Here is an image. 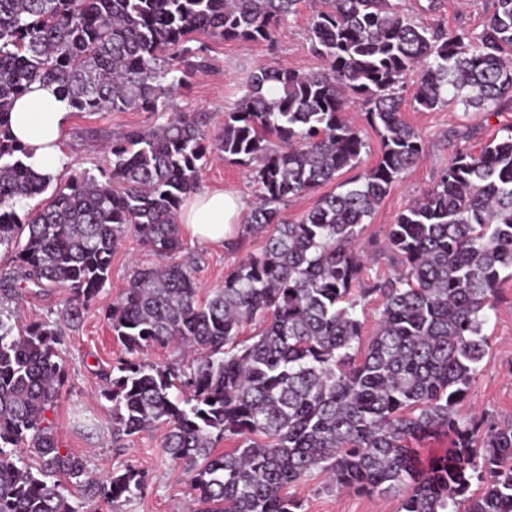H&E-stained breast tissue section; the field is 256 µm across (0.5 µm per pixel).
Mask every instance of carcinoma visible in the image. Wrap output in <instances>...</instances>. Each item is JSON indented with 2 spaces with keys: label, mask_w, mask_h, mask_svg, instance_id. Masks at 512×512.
<instances>
[{
  "label": "carcinoma",
  "mask_w": 512,
  "mask_h": 512,
  "mask_svg": "<svg viewBox=\"0 0 512 512\" xmlns=\"http://www.w3.org/2000/svg\"><path fill=\"white\" fill-rule=\"evenodd\" d=\"M299 0H0V246L23 281L65 287L78 322L132 230L166 262L135 271L107 313L123 356L104 374L112 443L158 424L163 448L193 472L197 512H298L288 487L319 470L360 495L401 493L398 512H512V421L462 417L457 406L484 360L486 311L512 272V129L459 152L436 187L400 212L386 235L402 272L360 289L382 300L380 324L356 358L362 322L354 245L366 218L423 151L402 119L400 90L420 70L414 101L491 112L512 101V0H495L475 36L416 23L391 0H319L310 25L319 72L260 67L224 128L179 113L112 139V168L42 174L8 141L5 117L35 82L54 84L77 112H165L173 87L207 67L195 35L272 43ZM177 52L180 64L163 59ZM361 101L382 150L299 221L289 199L362 163L345 118ZM212 153L253 166L259 202L226 249L265 238L205 301L180 249L178 211ZM50 192L19 218L16 205ZM246 323L257 339L239 340ZM63 332L0 317V512H83L72 486L112 506L141 494L148 473L127 465L102 481L61 452L47 412L64 370ZM179 344L199 353L177 372L140 357ZM440 435L426 456L415 444ZM229 436L242 441L215 454ZM12 448L39 459L32 469Z\"/></svg>",
  "instance_id": "carcinoma-1"
}]
</instances>
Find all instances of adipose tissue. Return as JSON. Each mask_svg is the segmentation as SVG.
<instances>
[{
	"instance_id": "adipose-tissue-1",
	"label": "adipose tissue",
	"mask_w": 512,
	"mask_h": 512,
	"mask_svg": "<svg viewBox=\"0 0 512 512\" xmlns=\"http://www.w3.org/2000/svg\"><path fill=\"white\" fill-rule=\"evenodd\" d=\"M70 115L66 100L52 85L33 84L15 99L9 113L10 136L29 152L34 169L52 174L62 169L66 158L61 144ZM245 207L244 199L229 190L191 194L179 215L180 230L202 242H223L235 233Z\"/></svg>"
}]
</instances>
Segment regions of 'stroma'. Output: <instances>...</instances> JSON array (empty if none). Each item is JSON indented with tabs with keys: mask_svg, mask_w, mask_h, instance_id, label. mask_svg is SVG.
Masks as SVG:
<instances>
[{
	"mask_svg": "<svg viewBox=\"0 0 512 512\" xmlns=\"http://www.w3.org/2000/svg\"><path fill=\"white\" fill-rule=\"evenodd\" d=\"M436 9H429V2ZM408 18L425 24H438L468 34L480 32L492 12L494 0H394ZM316 4L300 0L274 32L272 44L224 41L198 35L209 60L206 70L194 72L177 89L165 112L129 110L113 112H74L62 143L66 157L65 174H92L104 177L111 157L106 146L114 136L127 130L162 124L177 112L201 115L209 135L222 130L224 112L241 97L242 85L257 66L282 63L301 71H318L321 59L313 52L309 25ZM415 78H408L402 91V116L420 136L424 149L418 163L392 185L389 194L367 220L359 241L364 256V281L372 283L393 276L399 265L384 248L387 230L395 216L414 199L431 191L458 150L479 151L493 138L512 128V104L494 112H474L451 104L426 112L414 101ZM201 189L237 192L246 203H254L257 187L247 167L214 158L201 174ZM264 241L250 238L238 252H228L220 244H204L183 238L175 261L188 265L202 293L222 287L224 277L239 261L259 253ZM159 258L134 232L125 233L112 256L109 278L79 323L66 318L70 294L64 288L23 289L16 297L0 296V314L16 324L47 321L58 325L65 337L61 357L64 382L57 401L48 413L62 451L81 457L90 476L102 477L113 468L130 464L146 471L149 483L136 498L123 502L119 510L101 500L85 502L86 512H193L191 474L162 448L167 432L158 425L126 438L122 447L112 445V405L100 398L102 375L120 356L107 323L106 313L127 288L138 267L158 264ZM484 332L489 340L488 354L462 400L461 414H485L496 419H512V276L505 278L498 294L497 308L488 316ZM300 503V512H397L400 497L361 496L349 491L330 490L324 473L316 472L289 489Z\"/></svg>",
	"mask_w": 512,
	"mask_h": 512,
	"instance_id": "1",
	"label": "stroma"
}]
</instances>
